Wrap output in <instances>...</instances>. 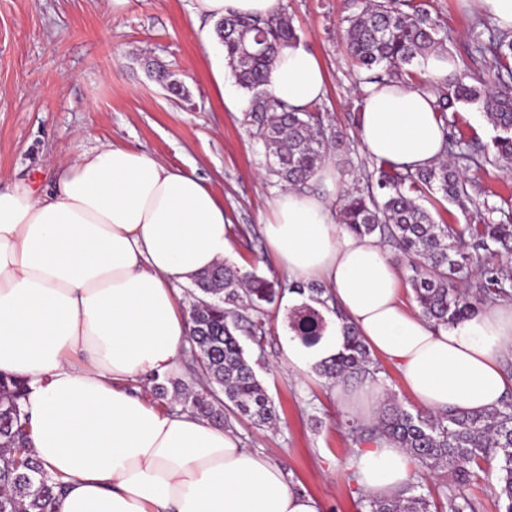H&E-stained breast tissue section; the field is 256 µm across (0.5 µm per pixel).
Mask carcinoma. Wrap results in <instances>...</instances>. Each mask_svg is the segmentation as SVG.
Wrapping results in <instances>:
<instances>
[{"label":"carcinoma","instance_id":"1","mask_svg":"<svg viewBox=\"0 0 512 512\" xmlns=\"http://www.w3.org/2000/svg\"><path fill=\"white\" fill-rule=\"evenodd\" d=\"M343 39L361 83L417 84L436 97L435 109L444 135L443 158L418 171L401 172L385 160L374 163L378 176L366 189L345 190L339 199L340 223L357 236H373L389 244L407 272L406 280L419 312L434 326H451L474 317L483 308L512 302V269L491 261L512 255V213L501 211L495 222L439 223L423 200H441L467 210L473 185L462 171L486 163L512 168V34L489 32L477 41L475 53L494 61L495 82L483 87L466 83L457 72L443 82L423 77L421 60L443 44L439 15L427 0H362L345 18ZM224 57L238 85L248 93L247 117L254 135L273 161L269 175L286 187H311L331 151L344 144L328 112L296 108L275 99L268 75L279 51L296 42L290 18L277 10L270 17L229 15L215 25ZM477 104L496 129L493 149L478 141L461 145L448 133V110ZM308 300L294 308L288 321L291 339L317 345L328 322L312 305L324 293L313 283L295 287ZM283 288L253 271L224 262L193 283L188 309L191 343L188 371L195 380L164 378L153 382L152 403L180 407L215 425L247 417L256 424H274L273 399L258 379L240 336L259 351L269 343L268 309L282 299ZM343 350L315 373L333 383L379 381V361L358 335L343 325ZM23 380L0 374V512H55L56 491L65 482L49 473L29 452V433L21 401ZM356 439L388 438L409 453L426 473L447 471L455 482L425 490L423 481H409L395 497L366 495L360 512H474L475 503L461 488L469 477L496 465L495 498L499 512H512V396L484 412L433 414L409 411L393 397L372 424L347 423Z\"/></svg>","mask_w":512,"mask_h":512}]
</instances>
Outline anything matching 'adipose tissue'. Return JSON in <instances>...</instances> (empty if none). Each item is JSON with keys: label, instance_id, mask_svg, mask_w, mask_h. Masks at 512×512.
<instances>
[{"label": "adipose tissue", "instance_id": "obj_1", "mask_svg": "<svg viewBox=\"0 0 512 512\" xmlns=\"http://www.w3.org/2000/svg\"><path fill=\"white\" fill-rule=\"evenodd\" d=\"M278 0H196L198 15L266 17ZM272 95L306 107L326 95L321 63L296 43L276 57ZM357 134L398 170L441 157L434 96L397 82L364 85ZM318 192L285 189L262 234L289 282L325 284L369 349L400 373L431 412L487 411L512 378V303L434 327L402 299L399 272L377 238L337 220L336 169ZM234 249L218 198L199 179L131 147L78 154L52 187L0 189V372L27 383L23 409L35 457L66 484L57 512H321L283 468L244 448L233 431L140 393L178 370L190 347L183 286ZM340 327L312 348L288 345L307 371L336 356ZM413 458L389 440L354 461L360 486L394 495Z\"/></svg>", "mask_w": 512, "mask_h": 512}]
</instances>
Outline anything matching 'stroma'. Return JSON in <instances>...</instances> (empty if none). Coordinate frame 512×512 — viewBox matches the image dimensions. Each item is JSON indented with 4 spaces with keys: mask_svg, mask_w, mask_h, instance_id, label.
Here are the masks:
<instances>
[{
    "mask_svg": "<svg viewBox=\"0 0 512 512\" xmlns=\"http://www.w3.org/2000/svg\"><path fill=\"white\" fill-rule=\"evenodd\" d=\"M448 38L440 49L459 70L492 79V62L474 61L479 21L471 0H429ZM195 0H0V188L18 180L51 183L78 152L104 144L133 147L193 174L224 204L232 224L231 263L284 280L257 248L256 236L280 191L266 169V150L226 108L199 38L209 19ZM299 39L317 54L328 80L321 106L331 112L351 151L341 188L358 185L372 159L358 136L361 85L350 74L341 20L352 0H278ZM160 65L182 82L168 91L150 75ZM476 202L503 207L512 199V171L469 169ZM289 308L270 312L275 339L265 354L250 350L255 370L279 414L277 427L234 422L242 445L265 454L288 481L314 495L321 512H357L363 488L347 473L358 450L346 422L354 411L334 383L289 367L284 357Z\"/></svg>",
    "mask_w": 512,
    "mask_h": 512,
    "instance_id": "obj_1",
    "label": "stroma"
}]
</instances>
